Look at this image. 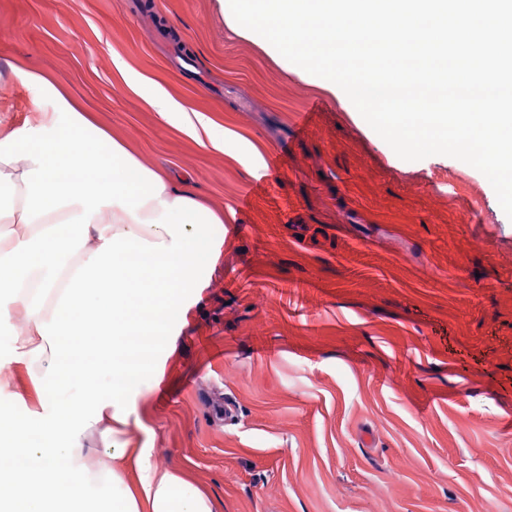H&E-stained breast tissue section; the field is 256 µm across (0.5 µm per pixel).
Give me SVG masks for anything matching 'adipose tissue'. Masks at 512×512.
I'll return each instance as SVG.
<instances>
[{
    "instance_id": "1",
    "label": "adipose tissue",
    "mask_w": 512,
    "mask_h": 512,
    "mask_svg": "<svg viewBox=\"0 0 512 512\" xmlns=\"http://www.w3.org/2000/svg\"><path fill=\"white\" fill-rule=\"evenodd\" d=\"M9 70L54 107L0 126V186L10 191L0 203V333L9 338L0 363L22 367L29 381L0 406V453L23 458L0 466V512H74L105 489L121 492L113 512H213L205 493L124 433L132 376L165 345L186 290L201 287L199 271L214 255L188 245L187 227L223 223L224 213L146 166L51 77ZM145 103L206 149L237 140L238 161L261 169L256 144L231 129L215 137L212 118L164 88ZM139 325L151 345L132 366L123 338ZM93 447L101 454L92 469Z\"/></svg>"
}]
</instances>
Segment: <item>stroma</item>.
Listing matches in <instances>:
<instances>
[{
    "mask_svg": "<svg viewBox=\"0 0 512 512\" xmlns=\"http://www.w3.org/2000/svg\"><path fill=\"white\" fill-rule=\"evenodd\" d=\"M120 61L215 136L284 151L279 172L163 122ZM16 62L224 212L203 231L219 262L128 391L133 447L213 512H512V220L481 172L400 159L343 95L231 31L219 0H0L13 126L52 106ZM224 136L228 139L238 141L240 152L236 156V160L241 162L251 171H259L263 165V155L259 147L247 138L241 136L238 132L226 128Z\"/></svg>",
    "mask_w": 512,
    "mask_h": 512,
    "instance_id": "35a3bbf8",
    "label": "stroma"
}]
</instances>
